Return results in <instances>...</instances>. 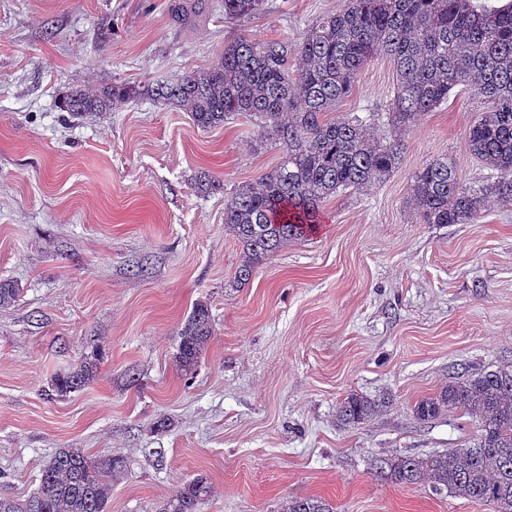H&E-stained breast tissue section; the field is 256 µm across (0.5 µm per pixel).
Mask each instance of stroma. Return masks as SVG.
<instances>
[{
  "instance_id": "1",
  "label": "stroma",
  "mask_w": 512,
  "mask_h": 512,
  "mask_svg": "<svg viewBox=\"0 0 512 512\" xmlns=\"http://www.w3.org/2000/svg\"><path fill=\"white\" fill-rule=\"evenodd\" d=\"M170 0H0V493L29 497L60 448L127 457L109 512H158L195 475L201 512H283L321 497L333 512H494L492 506L376 478V459L462 448L478 422L458 410L423 425L413 408L460 373L512 366V204L472 224H421L415 172L447 158L466 186L490 174L465 148L484 101L462 87L403 135L389 176L324 202L312 234L238 282L224 206L281 149L248 118L203 129L142 99L92 118L60 92L178 78L248 35L297 48L343 0H267L225 20L220 0L171 23ZM392 62L375 56L338 113L386 112ZM221 188L200 194L203 177ZM214 335L193 374L175 355L193 305ZM96 380L65 397L50 377L92 344ZM380 400L341 420L349 394ZM165 431H154L159 419ZM164 452L155 462L149 449Z\"/></svg>"
}]
</instances>
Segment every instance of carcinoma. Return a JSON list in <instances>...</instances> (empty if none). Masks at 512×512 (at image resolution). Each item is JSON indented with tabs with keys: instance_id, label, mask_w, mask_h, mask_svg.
<instances>
[{
	"instance_id": "1",
	"label": "carcinoma",
	"mask_w": 512,
	"mask_h": 512,
	"mask_svg": "<svg viewBox=\"0 0 512 512\" xmlns=\"http://www.w3.org/2000/svg\"><path fill=\"white\" fill-rule=\"evenodd\" d=\"M267 0H222L224 18L261 13ZM199 0H174L171 18L187 21ZM392 60L396 95L388 108L389 134L356 115H336L362 69L377 55ZM246 36L224 44L209 66L191 68L173 80L125 81L95 92L74 88L60 109L78 118L110 112L148 97L190 113L208 129L230 116L253 121L263 138L280 146L282 157L257 181L240 186L224 207V226L238 240L242 257L238 281L280 247L300 240L318 224L322 204L341 191L360 190L388 176L399 163V135L414 129L419 116L448 100L462 85L485 100L474 115L467 151L496 180L478 187L460 183L448 159L415 173L409 191L414 214L424 224H473L490 197L512 202V0L488 7L480 0H344L323 18L296 49ZM20 289L0 280V308L19 300ZM214 334L210 304L198 301L181 329L178 362L192 372ZM99 347L78 365L51 377L48 391L65 397L98 375ZM378 404L351 394L339 407L347 424L369 418ZM447 408L478 417L480 430L465 448L427 457L400 456L376 462L380 476L396 484L423 480L436 492L512 512V368L451 376L435 398L415 412L429 421ZM127 471L121 454L90 455L60 448L40 471L27 499L0 495V512H105L112 480ZM207 476L197 475L159 512H200L211 494ZM284 512H332L322 498H298Z\"/></svg>"
}]
</instances>
